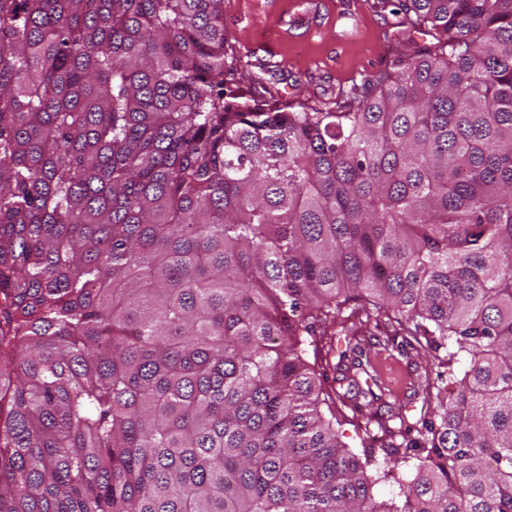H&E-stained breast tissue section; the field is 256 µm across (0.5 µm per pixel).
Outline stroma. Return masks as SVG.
<instances>
[{"label":"stroma","mask_w":512,"mask_h":512,"mask_svg":"<svg viewBox=\"0 0 512 512\" xmlns=\"http://www.w3.org/2000/svg\"><path fill=\"white\" fill-rule=\"evenodd\" d=\"M226 82L248 100L335 106L379 75L398 70L434 39L404 22L394 0H224ZM370 371L387 381L391 367L411 381L427 357L373 348Z\"/></svg>","instance_id":"stroma-1"}]
</instances>
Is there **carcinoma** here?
<instances>
[{"label": "carcinoma", "instance_id": "cac0c4a2", "mask_svg": "<svg viewBox=\"0 0 512 512\" xmlns=\"http://www.w3.org/2000/svg\"><path fill=\"white\" fill-rule=\"evenodd\" d=\"M399 11L323 110L224 91V0H0V512H512V0ZM428 359H432V357L422 355L419 358L417 356L409 358L399 354L397 350L385 351L380 350V347L373 348L370 355L371 367H368L369 372L375 374L383 383L385 389L389 390L390 397H386V399L391 404L395 403L394 410L397 412V409H399V412L404 416L406 415L409 419L411 417H419L420 415L423 405L422 395L414 397L410 387H412L411 383L417 380L419 375L424 377L426 369L431 372V365ZM391 366L404 368L409 374V381L396 395L391 394L387 386V373L390 371Z\"/></svg>", "mask_w": 512, "mask_h": 512}]
</instances>
